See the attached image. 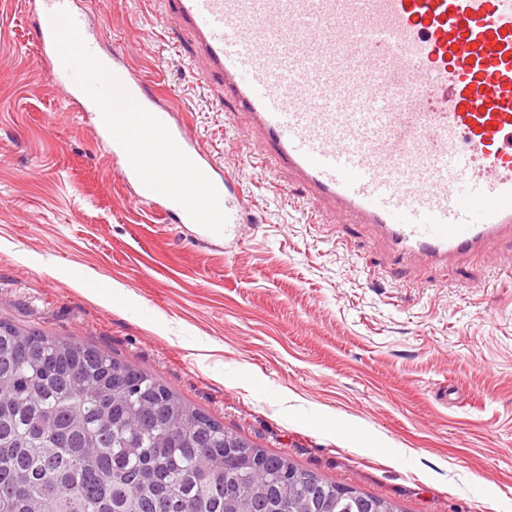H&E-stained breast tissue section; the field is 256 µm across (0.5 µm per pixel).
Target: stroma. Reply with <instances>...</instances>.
<instances>
[{
	"label": "stroma",
	"mask_w": 512,
	"mask_h": 512,
	"mask_svg": "<svg viewBox=\"0 0 512 512\" xmlns=\"http://www.w3.org/2000/svg\"><path fill=\"white\" fill-rule=\"evenodd\" d=\"M232 172L250 205L207 242L121 180L0 0V321L109 351L258 447L401 512H512V243L397 265L273 166L153 0H71ZM112 286L104 303L72 275Z\"/></svg>",
	"instance_id": "1"
}]
</instances>
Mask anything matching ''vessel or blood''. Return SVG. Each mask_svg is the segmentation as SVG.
<instances>
[{
    "instance_id": "1",
    "label": "vessel or blood",
    "mask_w": 512,
    "mask_h": 512,
    "mask_svg": "<svg viewBox=\"0 0 512 512\" xmlns=\"http://www.w3.org/2000/svg\"><path fill=\"white\" fill-rule=\"evenodd\" d=\"M206 76L252 119L265 150L338 216L371 225L397 261H440L512 241V0H171ZM42 0L47 75L84 111L97 105L59 56ZM110 69L216 186L233 233L246 206L236 178L202 149L139 71ZM121 178L179 223L184 209Z\"/></svg>"
}]
</instances>
